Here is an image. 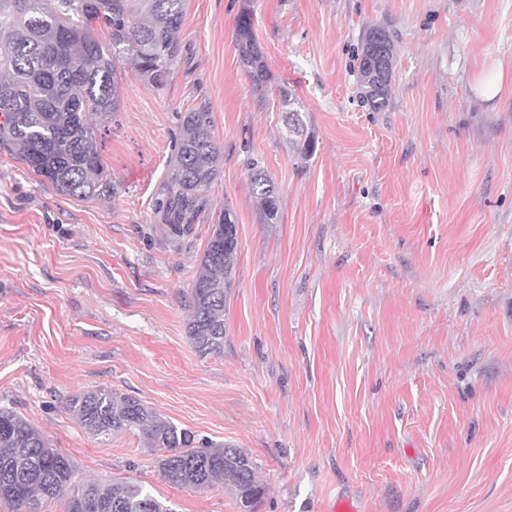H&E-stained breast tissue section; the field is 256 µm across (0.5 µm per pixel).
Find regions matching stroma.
<instances>
[{
    "label": "stroma",
    "instance_id": "35a3bbf8",
    "mask_svg": "<svg viewBox=\"0 0 512 512\" xmlns=\"http://www.w3.org/2000/svg\"><path fill=\"white\" fill-rule=\"evenodd\" d=\"M253 14L257 91L235 45ZM384 26L388 107L362 106L357 56ZM162 89L118 69L97 149L112 194L76 198L0 148V408L73 458L77 481L140 482L174 512H238L216 484L172 487L127 432L67 410L105 388L245 449L259 512H512V0H186ZM501 68L497 99L477 77ZM289 84L315 141L288 142ZM222 151L185 235L153 209L179 116L200 102ZM275 182L264 223L250 166ZM238 229L224 353L202 358L188 298L223 210Z\"/></svg>",
    "mask_w": 512,
    "mask_h": 512
}]
</instances>
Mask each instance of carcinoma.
<instances>
[{
	"instance_id": "cac0c4a2",
	"label": "carcinoma",
	"mask_w": 512,
	"mask_h": 512,
	"mask_svg": "<svg viewBox=\"0 0 512 512\" xmlns=\"http://www.w3.org/2000/svg\"><path fill=\"white\" fill-rule=\"evenodd\" d=\"M185 0H0V145L59 193L90 198L114 192L101 179L95 129L118 101L117 71L128 62L148 85L161 89L176 71ZM103 19L110 39L101 43L90 23ZM239 61L253 85L265 87L268 72L253 31L251 10L238 15ZM395 46L380 26L366 29L358 72L362 102L373 112L391 97ZM288 109V143L303 158L314 138L296 107L293 90L278 88ZM164 180L155 193L154 214L173 235L190 229L210 206L219 178L221 151L212 135L209 104L182 117ZM251 186L265 221L279 218V193L252 164ZM238 258L237 227L229 209L212 225L191 288L187 334L199 356L224 353V311ZM67 409L91 436L102 441L140 431L170 485L205 491L222 481L238 512H257L265 486L242 448L196 439L160 417L140 399L107 389L78 392ZM69 456L17 412L0 408V512H41L47 500H62L65 512H172L142 485L123 478L78 484Z\"/></svg>"
}]
</instances>
